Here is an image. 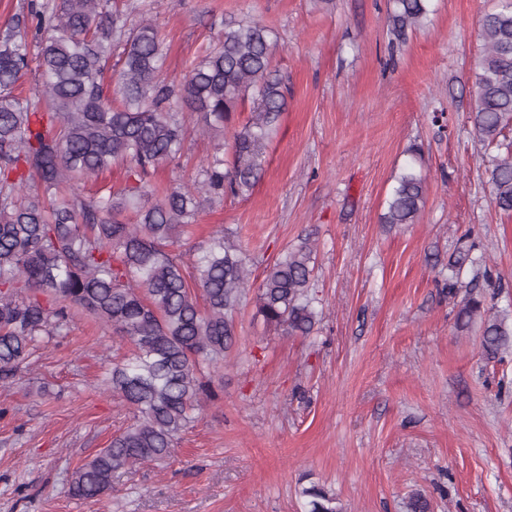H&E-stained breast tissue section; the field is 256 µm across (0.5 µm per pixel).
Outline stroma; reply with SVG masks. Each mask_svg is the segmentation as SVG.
Instances as JSON below:
<instances>
[{
  "label": "stroma",
  "mask_w": 512,
  "mask_h": 512,
  "mask_svg": "<svg viewBox=\"0 0 512 512\" xmlns=\"http://www.w3.org/2000/svg\"><path fill=\"white\" fill-rule=\"evenodd\" d=\"M165 37L182 78L230 19L278 38L272 68L288 86L259 183L200 214L182 249L224 229L267 264L305 235L317 244L319 322L307 336L266 328L253 302L212 377L215 397L171 458L114 478L110 495L72 499L69 483L133 410L100 379L123 351L78 316L44 337L22 380L0 383V512H304L299 480L343 512H512V353L490 359L480 329L455 328L448 257L470 238L512 325V214L492 202L499 157L479 138L480 20L498 0H431L426 24L389 35V0H129ZM221 138L192 136L159 182H188ZM422 151L426 204L413 224H383L394 177Z\"/></svg>",
  "instance_id": "obj_1"
}]
</instances>
